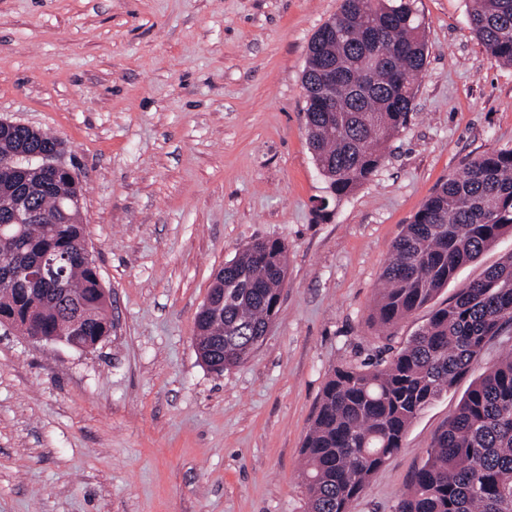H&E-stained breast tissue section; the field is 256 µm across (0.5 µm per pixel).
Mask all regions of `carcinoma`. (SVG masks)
Wrapping results in <instances>:
<instances>
[{"instance_id": "obj_1", "label": "carcinoma", "mask_w": 512, "mask_h": 512, "mask_svg": "<svg viewBox=\"0 0 512 512\" xmlns=\"http://www.w3.org/2000/svg\"><path fill=\"white\" fill-rule=\"evenodd\" d=\"M467 17L489 56L512 64V0H468ZM315 32L302 88L312 159L333 203L374 177L386 143L414 111L426 62L414 0H341ZM336 67L341 81L321 85ZM336 104L324 112L320 100ZM63 142L42 131L0 130V156L49 153ZM81 187L64 172L23 166L0 175V224L21 206L33 217L0 244V324L34 327L73 348L112 332L106 296L80 222ZM512 232V149L473 159L423 203L394 240L370 319L383 329L431 302L459 268ZM50 258L31 284L21 271ZM223 288L196 321L195 346L221 373L243 363L263 339L287 276L284 244L257 240L217 272ZM512 326V253L434 309L387 358L342 365L323 387L304 443L308 512H350L370 477L403 444L413 420L478 363L485 345ZM395 512H512V356L479 375Z\"/></svg>"}]
</instances>
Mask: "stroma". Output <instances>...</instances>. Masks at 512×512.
Here are the masks:
<instances>
[{
    "instance_id": "35a3bbf8",
    "label": "stroma",
    "mask_w": 512,
    "mask_h": 512,
    "mask_svg": "<svg viewBox=\"0 0 512 512\" xmlns=\"http://www.w3.org/2000/svg\"><path fill=\"white\" fill-rule=\"evenodd\" d=\"M427 60L370 181L318 217L326 183L302 75L339 0H0V119L54 133L114 321L79 350L0 324V512H306L302 446L334 369L387 356L423 307L371 325L391 245L476 157L512 149V65L466 0H417ZM288 250L263 342L216 374L195 317L258 239ZM512 253V233L435 297ZM470 384L424 409L351 512H394Z\"/></svg>"
}]
</instances>
